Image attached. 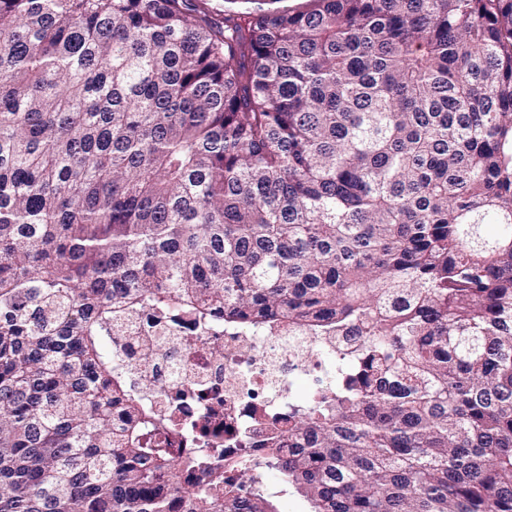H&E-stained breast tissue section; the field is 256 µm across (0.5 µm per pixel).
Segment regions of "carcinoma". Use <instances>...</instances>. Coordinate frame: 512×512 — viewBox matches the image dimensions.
I'll return each instance as SVG.
<instances>
[{
    "instance_id": "cac0c4a2",
    "label": "carcinoma",
    "mask_w": 512,
    "mask_h": 512,
    "mask_svg": "<svg viewBox=\"0 0 512 512\" xmlns=\"http://www.w3.org/2000/svg\"><path fill=\"white\" fill-rule=\"evenodd\" d=\"M225 2L0 0V512H512V0ZM147 310L356 342L222 463ZM266 482L270 491L276 493V497L274 499L277 503L279 511L307 512L309 510V505L303 497L292 492L291 490L281 492L282 490H285V488L281 485L276 473H268Z\"/></svg>"
}]
</instances>
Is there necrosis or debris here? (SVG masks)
I'll return each instance as SVG.
<instances>
[{
	"mask_svg": "<svg viewBox=\"0 0 512 512\" xmlns=\"http://www.w3.org/2000/svg\"><path fill=\"white\" fill-rule=\"evenodd\" d=\"M119 334L141 395L162 412L189 407L197 435L212 448L232 445L243 432L259 434L272 413L287 409L296 378L324 372L336 349L335 340H300L283 324L199 331L177 312L164 320L140 313Z\"/></svg>",
	"mask_w": 512,
	"mask_h": 512,
	"instance_id": "obj_1",
	"label": "necrosis or debris"
}]
</instances>
